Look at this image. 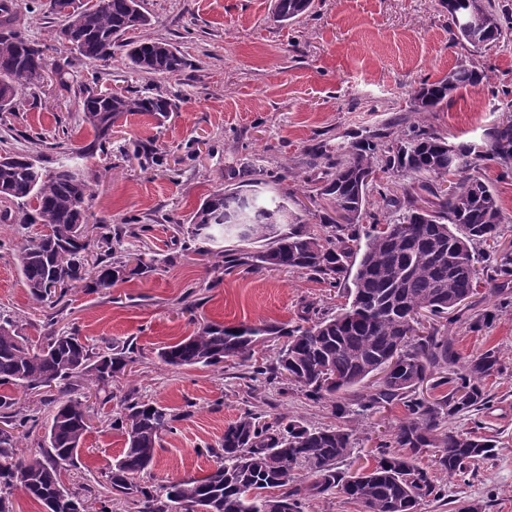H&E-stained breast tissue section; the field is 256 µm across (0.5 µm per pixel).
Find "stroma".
Wrapping results in <instances>:
<instances>
[{
  "instance_id": "35a3bbf8",
  "label": "stroma",
  "mask_w": 512,
  "mask_h": 512,
  "mask_svg": "<svg viewBox=\"0 0 512 512\" xmlns=\"http://www.w3.org/2000/svg\"><path fill=\"white\" fill-rule=\"evenodd\" d=\"M49 2L10 0L18 30L50 49L39 81L19 94L8 123H0V151L22 150L47 170L64 163L71 149L94 137L80 107L87 86L159 92L177 105L161 123L148 114L128 115L104 153L81 167L92 187L90 242H97L103 224L148 225V232L125 239L124 246L154 260L151 271L104 291L80 282L56 306L40 305L15 259L38 227L0 224V312L17 321L23 336L37 344L52 331L73 334L98 351L128 341L140 354L131 370L110 383L111 401L95 405L78 466L64 472V485L91 503L105 494L106 474L124 448L112 418L130 395L179 415L143 476L150 485L206 475L215 465L206 445L248 409L351 430L353 448L340 470L373 465L380 431L404 419L403 406L362 415L351 395L314 401L300 389L254 378V365L275 359L283 338L258 344L248 362L171 367L159 361L160 348L206 324L292 325L305 304L333 313L348 301L346 288L328 287L304 272L215 268L212 255L174 242L170 223L189 219L204 198L226 186L228 172L249 166L263 179L265 195L287 198L312 228L331 213L319 194L318 170L351 142L378 130L398 135L416 126L455 144L480 143L505 115L512 34L472 50L454 40L443 0H313L311 10L290 24L276 18L275 0H144L151 24L137 38L170 42L187 60L178 74L160 77L134 71L120 51L105 67L71 53L53 39L62 19ZM469 63L486 71L485 86L458 90L435 111H418L413 91L420 83ZM62 71L68 74L65 86ZM137 141L154 147L156 161L133 156ZM474 172L497 195L503 216L499 249L510 251L512 178L499 180L500 167L492 161L477 162ZM476 315L484 322L473 329L468 320ZM460 317L444 332L461 359L494 349L503 370L484 382L489 408L457 414L449 426L494 437L496 449L475 471L436 472L446 497L425 503L421 512H456L463 503L473 512H512V304L503 305L484 286L464 302ZM7 392L36 414V426L22 440L24 451L36 454L56 401L80 397L84 389L75 381L43 395L12 386Z\"/></svg>"
}]
</instances>
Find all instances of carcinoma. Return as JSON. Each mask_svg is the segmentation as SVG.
Returning <instances> with one entry per match:
<instances>
[{
  "label": "carcinoma",
  "mask_w": 512,
  "mask_h": 512,
  "mask_svg": "<svg viewBox=\"0 0 512 512\" xmlns=\"http://www.w3.org/2000/svg\"><path fill=\"white\" fill-rule=\"evenodd\" d=\"M311 0H275L282 21H293ZM470 29L456 25L448 11L455 38L479 49L504 36L509 17L499 14L494 0H471ZM51 13L64 18L57 31L66 45L92 65L106 66L121 48L140 73L170 76L187 62L166 41L136 39L131 33L151 24L143 0H98L88 8L82 0H50ZM44 48L20 31L0 22V112H9L18 96L34 84L35 59ZM486 78L475 65H460L436 82H423L415 91L418 110L431 112L460 90L480 87ZM176 103L161 94L129 89L87 92L82 100L84 120L94 139L73 152L70 163L45 171L26 154L0 155L1 224H41L48 232L28 237L16 255L18 271L31 298L53 305L56 291L66 293L85 280L89 243L83 234L91 190L77 161L94 156L112 140L117 123L133 112L167 118ZM449 161L448 139L423 129L394 141L361 139L328 163L321 194L329 199L336 218H326L317 231L282 227L298 220L284 198H266L255 189L227 185L209 195L190 223L173 224L174 237L189 243L215 244L228 238L242 248L218 252L224 267L243 264L305 271L336 288L352 278L351 302L339 312L321 313L309 306L300 323L225 327L206 324L193 335L167 345L158 358L173 367L216 366L228 358L246 362L265 336L286 338L275 361L253 366V373L273 383L292 384L313 400L333 399L365 383L394 355L400 361L372 390L358 397L359 411L371 413L382 405L400 404L405 419L388 441L376 447V465L352 474L338 470L352 450V432L340 427H314L281 414L246 410L224 427L210 447L215 468L203 477H185L156 491L139 483L152 464L162 435L174 430L179 414L132 397L112 421L125 436V446L107 472L112 490L140 512H304L306 501L341 493L360 503L365 512H419L423 501L444 496L442 488L418 457L432 452L438 470L453 476L465 473L494 455L493 440L477 431L442 430L445 416L482 410L490 403L484 380L497 369L499 356L488 350L449 376L431 384L450 386L448 394L430 400L418 391L439 366L455 365L460 355L441 328L417 320L427 311L450 323L459 321V306L478 292L484 270L477 268L476 248L497 245L501 213L493 188L469 173L472 160L498 163L512 171V137L495 125L479 144L454 146ZM410 177L431 196L422 208L413 193L397 195L369 176ZM456 177L449 180L448 176ZM378 189L384 220L373 219L364 245L357 244V224L363 217L369 188ZM147 225L118 224L101 236L104 250L96 254L90 287L109 289L125 273L143 274L150 264L123 248L124 238L139 237ZM355 246H350V243ZM488 280L500 291L512 283V258L503 256ZM130 343L114 342L107 352H95L76 336L51 333L34 348L19 333L16 321L0 315V386L40 390L61 381L80 379L100 394L117 375L137 363ZM12 396L0 393V419L12 429H33L32 418L16 409ZM89 406L78 398L57 403L41 455L18 451L20 440L0 428V512H10L9 496L18 489L42 504L46 512H90L79 492L64 486L62 471L77 466L90 425ZM314 480L304 485L301 472ZM268 489L278 494H264Z\"/></svg>",
  "instance_id": "cac0c4a2"
}]
</instances>
